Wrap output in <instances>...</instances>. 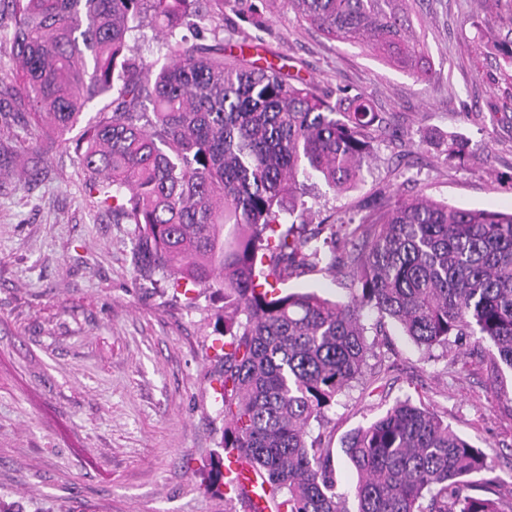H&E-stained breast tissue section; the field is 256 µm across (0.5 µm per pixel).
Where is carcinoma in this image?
I'll use <instances>...</instances> for the list:
<instances>
[{
	"mask_svg": "<svg viewBox=\"0 0 512 512\" xmlns=\"http://www.w3.org/2000/svg\"><path fill=\"white\" fill-rule=\"evenodd\" d=\"M212 0H0L17 68L0 75V125H35L74 149L85 187L135 226L138 272L175 288L224 290L215 381L222 447L263 481L270 512H512L485 454L410 401L351 433L357 481L336 492L333 451L312 436L371 350L363 306L431 350L451 336L491 346L512 370V213L396 198L369 221L351 259L360 296L288 293L293 274L336 255L282 215L307 211L304 179L337 192L361 178L375 115L292 82L282 67L224 54L182 33ZM416 0H287L327 38L364 44L424 81L426 46L409 37ZM160 26L167 61L127 56L132 32ZM112 96L73 140L85 108Z\"/></svg>",
	"mask_w": 512,
	"mask_h": 512,
	"instance_id": "1",
	"label": "carcinoma"
}]
</instances>
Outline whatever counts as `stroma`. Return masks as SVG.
<instances>
[{
	"label": "stroma",
	"instance_id": "stroma-1",
	"mask_svg": "<svg viewBox=\"0 0 512 512\" xmlns=\"http://www.w3.org/2000/svg\"><path fill=\"white\" fill-rule=\"evenodd\" d=\"M220 9L226 49L247 45V59L282 65L331 101L364 98L378 117L354 189L311 181L308 230L328 219L363 231L387 199L421 194L512 211V87L498 82L502 55L487 41L512 36V0H424L412 35L426 44V81L328 39L284 0ZM452 137L461 155L449 156ZM33 144L34 176L0 178V512H247L211 469L224 436L213 391L223 299L140 279L133 225L89 196L74 152ZM287 288L340 302L357 292L319 269ZM362 315L382 329L321 428L338 492L357 479L345 437L399 400L433 410L511 486L512 371L491 373L488 343L426 351L377 311Z\"/></svg>",
	"mask_w": 512,
	"mask_h": 512
}]
</instances>
